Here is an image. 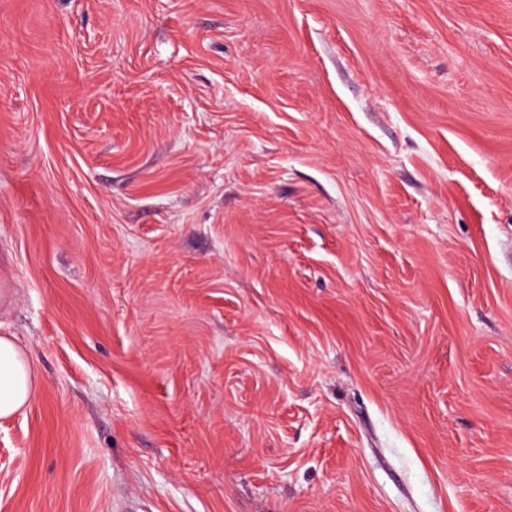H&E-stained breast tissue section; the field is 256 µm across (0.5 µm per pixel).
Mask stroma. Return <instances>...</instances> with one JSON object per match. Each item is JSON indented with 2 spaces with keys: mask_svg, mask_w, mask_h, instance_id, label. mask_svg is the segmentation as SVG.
Listing matches in <instances>:
<instances>
[{
  "mask_svg": "<svg viewBox=\"0 0 512 512\" xmlns=\"http://www.w3.org/2000/svg\"><path fill=\"white\" fill-rule=\"evenodd\" d=\"M0 512H512V0H0ZM37 392L32 359L13 337L0 336V418L26 408Z\"/></svg>",
  "mask_w": 512,
  "mask_h": 512,
  "instance_id": "stroma-1",
  "label": "stroma"
}]
</instances>
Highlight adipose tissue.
I'll return each mask as SVG.
<instances>
[{
	"mask_svg": "<svg viewBox=\"0 0 512 512\" xmlns=\"http://www.w3.org/2000/svg\"><path fill=\"white\" fill-rule=\"evenodd\" d=\"M38 392L34 363L9 336H0V418L26 408Z\"/></svg>",
	"mask_w": 512,
	"mask_h": 512,
	"instance_id": "ef3b65f1",
	"label": "adipose tissue"
}]
</instances>
